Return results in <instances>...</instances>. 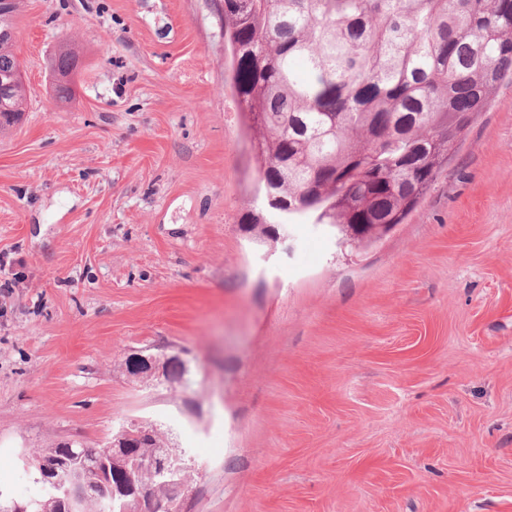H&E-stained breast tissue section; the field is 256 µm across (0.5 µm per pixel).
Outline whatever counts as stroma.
<instances>
[{
    "label": "stroma",
    "instance_id": "obj_1",
    "mask_svg": "<svg viewBox=\"0 0 512 512\" xmlns=\"http://www.w3.org/2000/svg\"><path fill=\"white\" fill-rule=\"evenodd\" d=\"M80 57L54 94L59 44ZM0 133V491L149 423L184 512H512V83L354 248L262 208L218 0H24ZM185 382L133 376L142 349ZM25 90L23 85H19L16 92L10 95L7 100L9 109H0V129L5 130L11 126L16 118H19L24 112Z\"/></svg>",
    "mask_w": 512,
    "mask_h": 512
}]
</instances>
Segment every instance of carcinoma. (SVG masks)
I'll use <instances>...</instances> for the list:
<instances>
[{"label": "carcinoma", "mask_w": 512, "mask_h": 512, "mask_svg": "<svg viewBox=\"0 0 512 512\" xmlns=\"http://www.w3.org/2000/svg\"><path fill=\"white\" fill-rule=\"evenodd\" d=\"M233 86L260 190L295 221L401 224L448 163V144L512 75V0H224ZM0 41V75L20 66ZM52 65L59 100L74 93ZM0 109L22 115L24 86Z\"/></svg>", "instance_id": "carcinoma-1"}]
</instances>
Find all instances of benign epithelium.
Segmentation results:
<instances>
[{"instance_id": "1", "label": "benign epithelium", "mask_w": 512, "mask_h": 512, "mask_svg": "<svg viewBox=\"0 0 512 512\" xmlns=\"http://www.w3.org/2000/svg\"><path fill=\"white\" fill-rule=\"evenodd\" d=\"M134 362L137 374H149L161 382H174L175 372L182 371V365L166 361L161 373H156V358L152 355L140 354ZM130 434L131 428L121 427L102 446L97 463L92 465L82 466L54 454L35 458L31 462L38 472L35 482L52 494L64 512L77 509L69 490V483L76 480L83 482L88 496L104 505L108 512H182L189 488L183 455L163 445L152 455L124 460L119 451ZM143 471L156 472L168 495L159 497L150 485L141 484L138 476Z\"/></svg>"}]
</instances>
